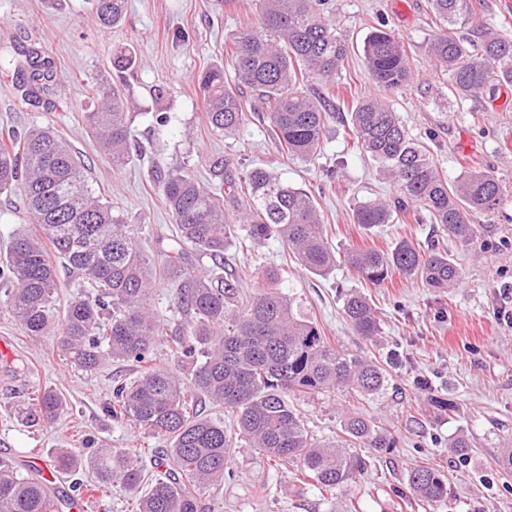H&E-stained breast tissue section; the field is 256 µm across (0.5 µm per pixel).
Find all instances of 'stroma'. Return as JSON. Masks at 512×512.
I'll return each instance as SVG.
<instances>
[{
  "label": "stroma",
  "mask_w": 512,
  "mask_h": 512,
  "mask_svg": "<svg viewBox=\"0 0 512 512\" xmlns=\"http://www.w3.org/2000/svg\"><path fill=\"white\" fill-rule=\"evenodd\" d=\"M332 6L338 31L352 45L331 87L338 116L375 93L361 45L372 26L386 21L403 41L414 72L410 85L389 97L410 135L429 146L449 180L481 169L502 182L500 207L474 215L478 228L470 245L449 238L423 211L370 230L356 224L355 201L391 198L394 187L353 148L338 116L330 120L321 151L310 163L281 153L259 109L249 112L237 135L211 131L197 76L228 64L226 44L241 27L258 23L257 0H127L123 22L107 30L99 27L91 0H0V46L51 58L62 86L55 105L21 111L15 106L13 70L0 67V129L36 123L58 134L84 162L95 190L145 224L142 248L156 265L173 230L156 173L181 167L213 185L231 213L246 203L231 186L240 185L255 166L310 190L337 251H386L408 240L424 250L440 243L456 259L461 281L442 292L399 275L375 287L342 265L323 278L304 270L276 238L237 242L225 252V273L247 270L242 282L247 292L260 286L267 267H284L283 287L297 314L316 321L336 347L388 366L389 386L374 399L343 392L290 396L313 437L335 440L345 416L361 412L391 431L395 442L381 451L360 449L367 461L364 473L324 497L315 491L296 494L294 468H270L248 440H239L231 477L202 496L205 512H512V476L495 463L512 442V88L468 100L450 92L449 77L427 55L438 31L429 0H332ZM482 29L512 34V0H480L474 23L458 34L474 41ZM120 47L132 49L137 58L125 92L133 102V130L142 149L116 169L91 138L87 115L96 86L117 77L112 55ZM158 112L170 115L167 125L156 124ZM217 156L225 161L220 185L212 184L209 174V161ZM33 229L19 197L1 195L0 262L12 237ZM5 290L0 283V458L34 455L46 461L58 448L85 454L127 448L142 452L144 464L153 465L163 441L105 411L114 381L133 380L136 364L107 360L92 373L72 367L60 358L59 330L26 335L6 309ZM355 291L370 297L378 311L376 340L358 336L345 319L344 298ZM421 378L431 381L432 392L418 389ZM44 387L66 399V411L48 424L20 425L18 409L32 390ZM436 395L451 400L454 411L435 406ZM460 437L469 444L463 453L452 447ZM420 465L447 474L445 501L427 503L413 494L408 474Z\"/></svg>",
  "instance_id": "obj_1"
}]
</instances>
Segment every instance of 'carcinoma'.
<instances>
[{
  "label": "carcinoma",
  "mask_w": 512,
  "mask_h": 512,
  "mask_svg": "<svg viewBox=\"0 0 512 512\" xmlns=\"http://www.w3.org/2000/svg\"><path fill=\"white\" fill-rule=\"evenodd\" d=\"M258 26L242 28L230 40L227 55L233 76L214 66L198 77L205 119L217 134L234 135L246 121L243 90L266 112L271 132L285 155L304 162L321 148L328 119L325 102L301 88L307 77L329 84L349 54L347 41L326 18L331 0H260ZM439 23L430 59L448 72L454 93L472 97L486 89L512 86V36L485 32L480 49L457 36L472 23L473 0H431ZM126 0H93L104 28L123 20ZM363 61L373 83L397 92L413 79L406 49L393 31L378 25L366 36ZM14 67L18 105L51 103L59 83L53 62L36 51L0 55ZM128 49L112 58L119 72L131 69ZM97 108L89 113L91 134L125 163L134 146L131 101L115 85L96 88ZM353 147L368 156L380 175L392 182L397 196L355 203V223L366 229L389 224L414 206L461 243L476 235L471 216L494 211L503 185L485 170L468 172L448 183L423 142L413 139L390 103L368 95L348 113ZM165 205L177 233L167 244L160 271L153 270L141 247L145 225L133 224L112 202L96 193L83 164L67 144L38 125L0 132V195L21 190V201L37 231L11 241L0 278L10 284L6 306L29 336L53 328L52 311L59 280L48 250L63 260L91 291L73 297L61 319L60 349L68 363L92 372L102 354L135 362L136 379L113 387L108 412L128 419L169 442L163 449V475L146 478L137 454L125 448H99L86 457L60 448L51 457L58 473L89 467L97 474L93 490L103 494L118 484L132 492L148 481L137 512H201L204 489L224 483L235 440H251L275 467L294 466L302 475L297 492L310 488L333 493L353 481L366 461L349 453L358 447L377 451L393 447L390 433L379 431L358 414L344 420V437L316 441L288 394H324L347 390L369 398L390 381L380 363L338 349L316 322L294 312L283 292L282 273L266 270L263 284L245 295L239 281L224 276V251L236 238L227 223L224 203L184 169L160 175ZM253 204L239 218L246 238L281 240L309 272L325 276L342 263L373 285L389 277L419 276L430 288L448 290L461 271L448 253H426L409 241L390 251L356 248L337 253L324 233V222L308 190L283 183L270 170L253 167L244 176ZM212 266L199 270L195 262ZM162 273L175 289L179 320L169 347L175 368L150 365L163 328L149 295ZM343 313L355 332L367 340L379 336L376 310L366 296L347 295ZM231 412L232 421L213 419L197 410L198 398ZM65 401L48 388L30 398L21 421L35 426L53 420ZM410 489L428 502L448 496V478L437 468L421 466L408 476ZM50 490L40 479L24 475L0 459V512H51Z\"/></svg>",
  "instance_id": "1"
}]
</instances>
